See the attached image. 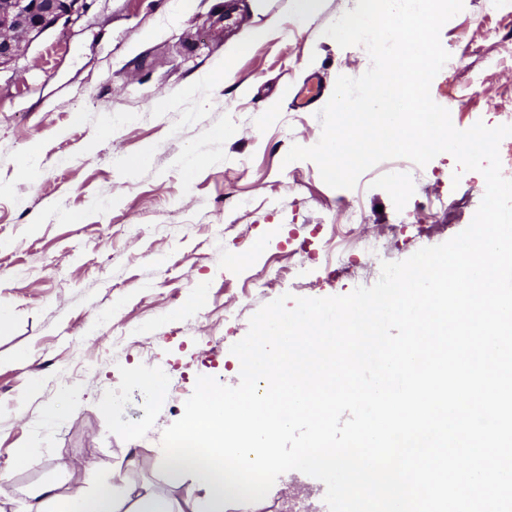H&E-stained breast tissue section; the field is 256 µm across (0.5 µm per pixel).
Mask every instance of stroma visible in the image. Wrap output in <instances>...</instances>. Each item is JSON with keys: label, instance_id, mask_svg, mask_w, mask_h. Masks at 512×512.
<instances>
[{"label": "stroma", "instance_id": "stroma-1", "mask_svg": "<svg viewBox=\"0 0 512 512\" xmlns=\"http://www.w3.org/2000/svg\"><path fill=\"white\" fill-rule=\"evenodd\" d=\"M357 0H323L301 23L289 0H87L0 66V501L68 473L167 490L157 450L198 376L235 386L231 346L284 293L322 298L373 285L361 238L401 261L471 222L483 176L451 154L420 167L383 161L351 189L324 183L292 145L318 142L338 76L370 66L365 48L324 29ZM454 58L432 99L460 130L512 113V8L464 0L441 30ZM235 67L226 85L208 76ZM38 143L36 164L19 162ZM142 158L123 169L121 159ZM204 165L187 178L186 165ZM360 223H349L350 211ZM69 211L84 215L68 224ZM420 219L421 229L410 228ZM352 263L338 272L337 252ZM203 287L193 313L182 307ZM162 372L163 398L134 375ZM65 402L61 417L47 412ZM25 448V465L13 464ZM319 512L324 484L286 472L256 512H286L294 484Z\"/></svg>", "mask_w": 512, "mask_h": 512}]
</instances>
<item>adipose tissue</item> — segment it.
I'll list each match as a JSON object with an SVG mask.
<instances>
[{"label": "adipose tissue", "mask_w": 512, "mask_h": 512, "mask_svg": "<svg viewBox=\"0 0 512 512\" xmlns=\"http://www.w3.org/2000/svg\"><path fill=\"white\" fill-rule=\"evenodd\" d=\"M84 477H76L70 487L41 485L31 492L34 512H196L192 498L182 500L161 495L148 485H127L124 496L104 486L87 494Z\"/></svg>", "instance_id": "obj_1"}]
</instances>
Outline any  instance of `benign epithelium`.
<instances>
[{"label": "benign epithelium", "mask_w": 512, "mask_h": 512, "mask_svg": "<svg viewBox=\"0 0 512 512\" xmlns=\"http://www.w3.org/2000/svg\"><path fill=\"white\" fill-rule=\"evenodd\" d=\"M85 8L86 0H0V65L18 56L23 44Z\"/></svg>", "instance_id": "1"}]
</instances>
